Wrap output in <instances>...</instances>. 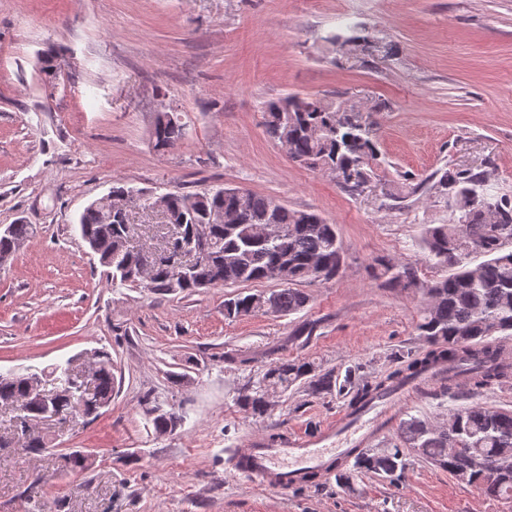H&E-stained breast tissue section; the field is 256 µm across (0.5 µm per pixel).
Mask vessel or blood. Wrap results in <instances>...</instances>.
Segmentation results:
<instances>
[{
	"label": "vessel or blood",
	"mask_w": 512,
	"mask_h": 512,
	"mask_svg": "<svg viewBox=\"0 0 512 512\" xmlns=\"http://www.w3.org/2000/svg\"><path fill=\"white\" fill-rule=\"evenodd\" d=\"M397 415V403L387 402L373 408L371 417L353 420L341 414L313 434L285 443L272 446L252 439L235 450L233 466L242 476L285 492L299 476L314 473L326 477L335 473L337 464L348 460L351 450L365 449L369 440L384 432Z\"/></svg>",
	"instance_id": "b4317fda"
}]
</instances>
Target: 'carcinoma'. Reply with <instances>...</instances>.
<instances>
[{
	"label": "carcinoma",
	"mask_w": 512,
	"mask_h": 512,
	"mask_svg": "<svg viewBox=\"0 0 512 512\" xmlns=\"http://www.w3.org/2000/svg\"><path fill=\"white\" fill-rule=\"evenodd\" d=\"M366 38L355 25L329 37L334 45L348 50ZM343 106L328 96L288 95L264 104L262 120L269 137L279 142L288 157L311 170L329 173L351 195L371 186L381 165L377 123L373 113ZM155 147L172 148L185 136L181 119L153 122ZM426 181L455 199L459 213L453 224L426 228L422 246L426 258L441 268L442 275L422 280L410 263L378 258L376 276L395 287L427 297L416 329L429 344L421 354L401 357L400 365L375 384H360L346 371L339 377L306 359H281L271 363L237 397L238 406L255 418L270 415L272 406L265 394L286 392L299 385L314 396L334 393L349 398L350 413L357 415L376 399L390 396L412 385L425 374L439 372L428 394L457 401L448 420L434 423L409 415L397 428L395 439L377 451L353 456L350 467L338 474L340 484L353 485L358 473L391 476L405 466L412 453L448 471L458 481L476 487L488 497H512V409L485 407L470 402L484 389L512 384V363L502 358L491 342L495 336H512V200L491 195L485 176L471 168L439 169ZM419 185L410 174L402 185L384 193L397 207L414 195ZM168 222L179 227V237L162 242L150 253L128 248L135 227L118 215L89 205L79 216L81 236L108 269L112 280L152 291L194 293L203 288L232 289L224 299V317L234 321L266 312L271 305L281 315L304 310L309 295L295 284L308 280H332L344 264V248L337 225L311 209H294L274 197L246 189L218 188L203 193L172 192L167 203ZM238 216L232 224H212L214 213ZM209 250L194 269L177 267L180 247L201 237ZM34 233L31 224H10L0 235V260L13 255ZM477 253L484 260L466 262ZM287 267L288 286L269 293H245L237 288L275 280V272ZM28 380L23 374L0 375V408L33 422L39 413L34 403H25ZM114 390L112 360L105 352L95 358V390L86 403L89 418L96 419L101 406H109ZM159 434L182 426L185 415L158 405L148 409ZM51 438L35 430L5 439L0 448L18 447L38 453L50 447Z\"/></svg>",
	"instance_id": "cac0c4a2"
}]
</instances>
